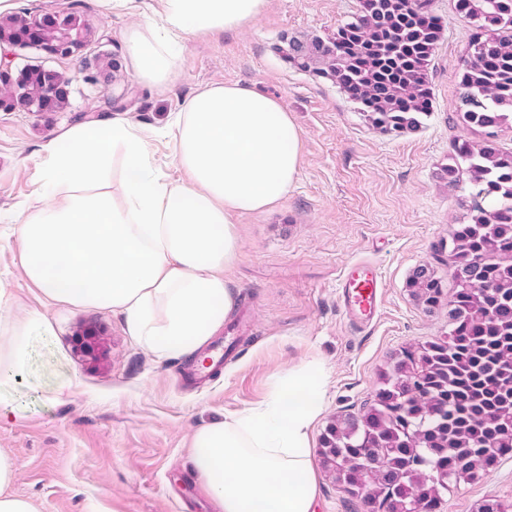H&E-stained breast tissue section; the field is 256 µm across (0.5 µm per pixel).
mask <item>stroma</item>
I'll list each match as a JSON object with an SVG mask.
<instances>
[{
	"label": "stroma",
	"mask_w": 512,
	"mask_h": 512,
	"mask_svg": "<svg viewBox=\"0 0 512 512\" xmlns=\"http://www.w3.org/2000/svg\"><path fill=\"white\" fill-rule=\"evenodd\" d=\"M14 13L73 12L89 24L79 58L53 56L34 45H2L12 71L39 65L55 71L67 98L56 112L0 108V287L13 311L41 306L22 276L7 234L35 202L43 147L63 129L115 116L159 130L197 92L240 83L279 98L299 129L301 165L287 197L260 215L238 217L242 251L229 274L236 307L214 340L236 337L222 368L193 388L182 384V358L157 360L130 339L120 316L81 307L43 308L53 325L32 339L22 377L0 389V453L16 460L13 493L39 512H217L194 477L192 431L258 405L273 376L299 362L323 374V408L309 442L333 416L362 414L374 401L379 374L409 344L446 336L448 310L424 313L407 280L431 264L452 284L442 252L462 213V190L435 173L454 141L468 137L458 119L459 69L472 35L457 0H433L443 35L429 65L433 107L423 124L401 133L380 131L326 76L289 59V46L313 47L333 38L358 0H269L240 32L186 35L174 81L159 91L140 79L125 34L146 16L105 8L101 0H11ZM113 68L110 86L92 80ZM371 257L386 295L365 331L349 324L338 301L344 269ZM93 323L105 354L93 361L75 345ZM67 393H59L62 384ZM495 499L512 502V458L445 496L441 512H477Z\"/></svg>",
	"instance_id": "stroma-1"
}]
</instances>
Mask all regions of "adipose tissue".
<instances>
[{"label":"adipose tissue","mask_w":512,"mask_h":512,"mask_svg":"<svg viewBox=\"0 0 512 512\" xmlns=\"http://www.w3.org/2000/svg\"><path fill=\"white\" fill-rule=\"evenodd\" d=\"M157 23L130 28L138 76L175 77L188 34L242 30L268 0H158ZM185 177L154 164L143 126L80 123L44 149L39 203L10 229L25 278L46 305L107 309L157 358L195 353L235 306L227 273L242 240L236 217L278 206L300 168L298 130L283 103L238 83L194 95L167 130ZM39 311L12 313L0 291V386L23 369ZM323 381L311 363L277 376L268 399L192 433L193 472L221 512H316L310 430Z\"/></svg>","instance_id":"ef3b65f1"}]
</instances>
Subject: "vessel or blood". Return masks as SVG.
Listing matches in <instances>:
<instances>
[{"label": "vessel or blood", "instance_id": "obj_1", "mask_svg": "<svg viewBox=\"0 0 512 512\" xmlns=\"http://www.w3.org/2000/svg\"><path fill=\"white\" fill-rule=\"evenodd\" d=\"M340 306L347 319L357 327H366L373 323L381 309L385 285L375 264L368 259L353 262L347 266L340 279ZM224 363V345L216 343L211 349L208 365L191 364L187 378L191 383H201L207 376V370Z\"/></svg>", "mask_w": 512, "mask_h": 512}]
</instances>
